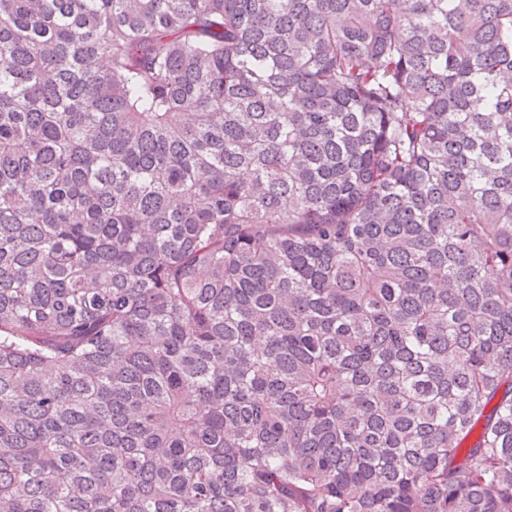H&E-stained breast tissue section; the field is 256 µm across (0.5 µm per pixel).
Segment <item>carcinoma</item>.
Here are the masks:
<instances>
[{
  "instance_id": "cac0c4a2",
  "label": "carcinoma",
  "mask_w": 512,
  "mask_h": 512,
  "mask_svg": "<svg viewBox=\"0 0 512 512\" xmlns=\"http://www.w3.org/2000/svg\"><path fill=\"white\" fill-rule=\"evenodd\" d=\"M0 512H512V0H0Z\"/></svg>"
}]
</instances>
